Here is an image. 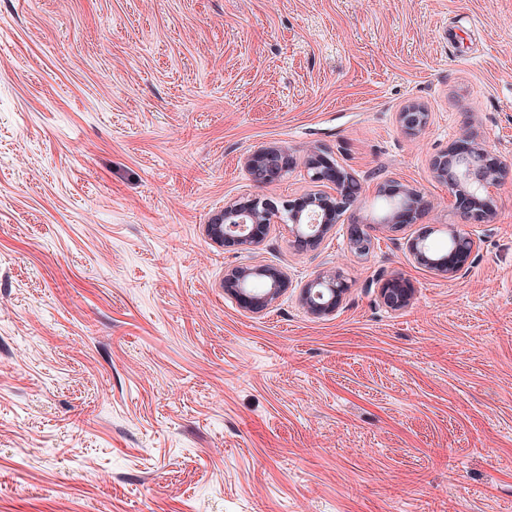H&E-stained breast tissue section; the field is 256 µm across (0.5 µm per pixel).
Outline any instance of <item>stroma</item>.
<instances>
[{
  "label": "stroma",
  "instance_id": "obj_1",
  "mask_svg": "<svg viewBox=\"0 0 512 512\" xmlns=\"http://www.w3.org/2000/svg\"><path fill=\"white\" fill-rule=\"evenodd\" d=\"M463 132L512 159V0H0V512H512V177L463 278L406 250L461 221L432 160ZM313 149L363 218L387 179L429 205L365 258L349 215L276 228L251 257L294 286L250 313L205 226L298 197ZM325 268L348 291L316 317ZM398 122L410 136L420 134L429 122V113L415 102H410L398 113ZM243 165L256 183L272 184L288 172L291 159L286 147L269 144L248 153L243 159ZM301 304L316 317L333 315L342 306L347 286L336 269H325L298 287ZM412 286L399 276L391 275L382 283L380 297L390 308H397L408 303L412 296Z\"/></svg>",
  "mask_w": 512,
  "mask_h": 512
}]
</instances>
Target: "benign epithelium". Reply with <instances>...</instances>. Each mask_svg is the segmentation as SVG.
Masks as SVG:
<instances>
[{
    "label": "benign epithelium",
    "mask_w": 512,
    "mask_h": 512,
    "mask_svg": "<svg viewBox=\"0 0 512 512\" xmlns=\"http://www.w3.org/2000/svg\"><path fill=\"white\" fill-rule=\"evenodd\" d=\"M398 122L406 134L416 136L427 126L429 113L419 104L410 102L398 113ZM243 165L253 181L272 184L288 172L291 159L288 148L269 144L248 153ZM304 166L311 189L289 201L280 202L271 197L231 201L224 205L220 222L207 226L209 237L247 253L266 238L272 228L286 224L299 244L318 246L345 211L360 207L365 189L351 172L318 150L307 154ZM511 169V161L469 133L461 134L448 144L447 150L437 154L432 161L434 177L448 185L464 224L432 227L448 235V251L443 253L433 251L427 243L432 230L408 238L406 248L414 263L448 279H456L467 272L478 260L481 248L480 238L468 230V225L493 223L496 206L492 191ZM377 194L397 204L377 221L359 218L351 223L347 246L361 258L371 254L375 232L415 224L425 210L422 191L409 184L386 180L377 186ZM224 284L254 314L267 310L291 286L285 270L249 260L228 269ZM346 292L341 273L333 269L319 272L298 287L301 304L316 317L335 314ZM411 296L410 283L399 276L391 275L382 283L380 297L390 308L405 305Z\"/></svg>",
    "instance_id": "7a95c632"
}]
</instances>
